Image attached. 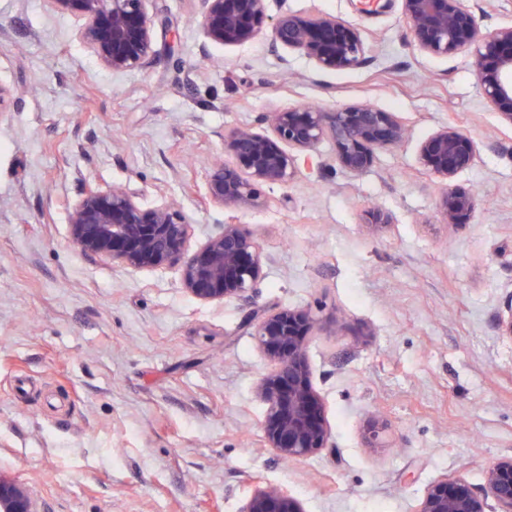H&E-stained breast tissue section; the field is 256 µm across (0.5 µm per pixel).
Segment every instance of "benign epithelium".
I'll use <instances>...</instances> for the list:
<instances>
[{
    "mask_svg": "<svg viewBox=\"0 0 512 512\" xmlns=\"http://www.w3.org/2000/svg\"><path fill=\"white\" fill-rule=\"evenodd\" d=\"M79 21L75 38L113 73L151 67L157 58L149 0H50ZM198 25L215 45H241L254 39L268 20V0H202ZM402 12L418 48L437 56L472 54L486 103L512 124V25L482 32L464 0H401ZM272 51L288 50L311 59L322 71H342L369 62L358 30L333 15L279 13L270 26ZM407 129L392 112L370 104L326 111L297 105L267 112L258 125L224 133L231 162L215 165L207 199L218 206H259L261 188L286 184L295 174L294 153L325 140L336 145V162L352 174L370 168L381 149L400 145ZM478 144L446 126L420 145V159L444 182L469 169ZM477 195L445 189L439 211L446 224L470 222ZM194 216L162 203L144 208L127 185L86 184L68 212L70 239L91 259L115 267L151 270L176 265L182 285L204 303L251 300L265 262L257 235L243 224H224L195 250H189ZM315 318L305 308L265 312L253 327L258 347L273 363L261 378L257 396L265 405L261 422L267 447L283 459L310 456L327 447L329 428L320 393L312 382L307 348ZM502 335L512 338V294L499 313ZM0 512H38L27 490L0 475ZM241 512H304L281 486L256 487ZM415 512H512V455L488 468L476 486L462 476L443 478L424 491Z\"/></svg>",
    "mask_w": 512,
    "mask_h": 512,
    "instance_id": "obj_1",
    "label": "benign epithelium"
}]
</instances>
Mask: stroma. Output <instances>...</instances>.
<instances>
[{"label":"stroma","instance_id":"35a3bbf8","mask_svg":"<svg viewBox=\"0 0 512 512\" xmlns=\"http://www.w3.org/2000/svg\"><path fill=\"white\" fill-rule=\"evenodd\" d=\"M202 0H149L158 58L103 69L50 0H0V82L26 95L0 110V475L40 512H241L254 479L305 512H414L444 477L483 482L512 455V125L491 110L473 56L414 44L401 0H271L339 17L368 64L324 72L271 52L268 33L206 44ZM368 103L408 138L359 174L323 141L260 208L202 203L223 133L301 104ZM479 152L453 181L476 191L469 224L443 223V184L419 146L442 126ZM128 184L197 222L191 247L248 225L266 261L251 303H203L179 267L132 271L73 246L83 183ZM380 207L389 223L370 227ZM310 309L312 381L327 448L288 462L266 447L256 389L272 364L251 310ZM387 426L380 447L369 420Z\"/></svg>","mask_w":512,"mask_h":512}]
</instances>
